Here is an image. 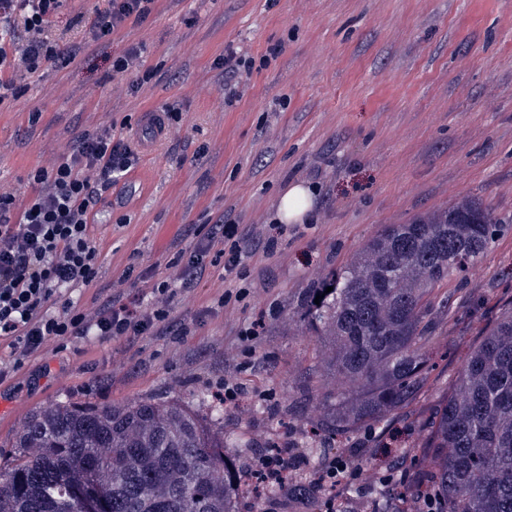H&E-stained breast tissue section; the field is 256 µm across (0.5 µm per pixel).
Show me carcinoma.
Instances as JSON below:
<instances>
[{"label":"carcinoma","instance_id":"cac0c4a2","mask_svg":"<svg viewBox=\"0 0 512 512\" xmlns=\"http://www.w3.org/2000/svg\"><path fill=\"white\" fill-rule=\"evenodd\" d=\"M502 231V220L463 199L386 225L306 289L303 320L330 348L320 376L352 386L321 393L329 413L313 434H351L397 414L425 387L435 287L463 275ZM226 447L223 412L211 406L203 414L149 399L35 409L0 450V512H84L72 492L80 482L99 490L107 512H238L243 476ZM419 448L439 512H512V302L498 307Z\"/></svg>","mask_w":512,"mask_h":512}]
</instances>
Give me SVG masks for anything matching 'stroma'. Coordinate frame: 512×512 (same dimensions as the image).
Instances as JSON below:
<instances>
[{
    "label": "stroma",
    "mask_w": 512,
    "mask_h": 512,
    "mask_svg": "<svg viewBox=\"0 0 512 512\" xmlns=\"http://www.w3.org/2000/svg\"><path fill=\"white\" fill-rule=\"evenodd\" d=\"M104 5L66 0L52 34L83 44L76 62L17 77L23 93L0 102V188L25 203L34 168L108 126L136 161L97 206L96 287L134 296L128 266L167 276L198 228L220 219L278 245L248 259L240 303L214 308L224 289L215 268L135 344L48 346L0 383V445L37 408L148 397L196 407L229 375L247 389L224 407L225 434L244 443L240 471L268 442L302 445L326 414L314 386L329 354L300 316L304 291L385 225L467 197L509 227L464 278L439 287L448 316L428 343V391L350 444L374 452L381 437L396 448L420 438L498 303L512 298V0H155L144 23L86 42L84 25ZM132 49L152 79L113 71ZM230 54L252 69L225 74L217 60ZM168 106L179 121L146 132L148 113ZM297 182L316 192L315 220L275 223L280 194ZM259 320L244 371L239 334Z\"/></svg>",
    "instance_id": "stroma-1"
}]
</instances>
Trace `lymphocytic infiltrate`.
Returning <instances> with one entry per match:
<instances>
[{"mask_svg": "<svg viewBox=\"0 0 512 512\" xmlns=\"http://www.w3.org/2000/svg\"><path fill=\"white\" fill-rule=\"evenodd\" d=\"M64 0H9L0 10V102L18 94L16 75H38L47 67L75 60L80 49L60 46L49 35L53 18ZM87 25L90 41L110 38L129 24L144 22L154 0H105ZM134 152L113 140L111 128L80 134L67 153L47 168L33 171L38 190L24 207L12 192L0 190V344L9 349L12 363L0 367V383L12 378L26 362L39 357L48 342H67L91 336L136 343L165 323L178 286L200 280L208 267L239 272L257 252H271L274 239L240 232L238 225L216 222L185 257L172 259L171 275L152 279L146 272L125 271L144 288L137 300L121 293H97L95 306L85 310L77 292L94 285L99 248L94 236L96 205L103 191L133 165ZM385 470L373 473L352 452L330 454L315 468L310 489L320 512H340L343 490L355 489L365 506L383 486L396 512H438L428 490L407 495L415 477L416 454L388 452ZM296 448L272 446L257 454L250 475L268 485L284 486L306 465Z\"/></svg>", "mask_w": 512, "mask_h": 512, "instance_id": "1", "label": "lymphocytic infiltrate"}]
</instances>
